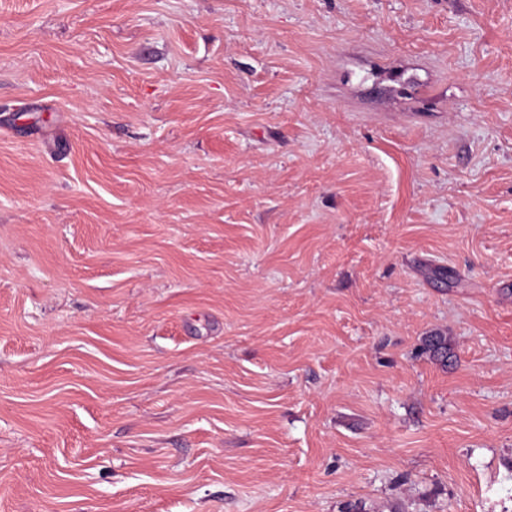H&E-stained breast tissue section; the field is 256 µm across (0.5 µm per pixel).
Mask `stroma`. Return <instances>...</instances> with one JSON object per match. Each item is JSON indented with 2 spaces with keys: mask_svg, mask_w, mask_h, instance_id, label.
I'll return each instance as SVG.
<instances>
[{
  "mask_svg": "<svg viewBox=\"0 0 512 512\" xmlns=\"http://www.w3.org/2000/svg\"><path fill=\"white\" fill-rule=\"evenodd\" d=\"M0 512H512V0H0Z\"/></svg>",
  "mask_w": 512,
  "mask_h": 512,
  "instance_id": "obj_1",
  "label": "stroma"
}]
</instances>
